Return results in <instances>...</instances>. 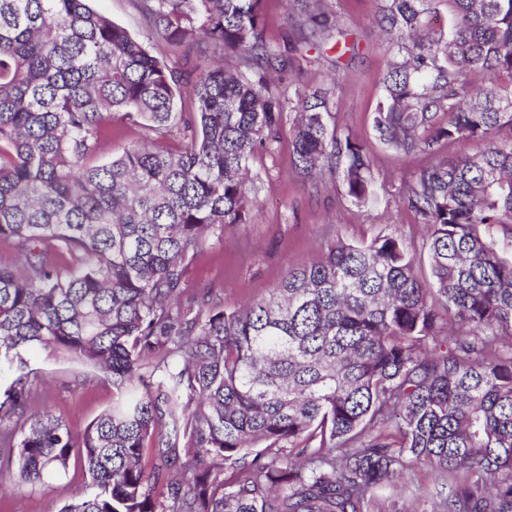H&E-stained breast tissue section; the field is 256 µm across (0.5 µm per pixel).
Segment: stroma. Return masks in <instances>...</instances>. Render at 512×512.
<instances>
[{
  "label": "stroma",
  "instance_id": "35a3bbf8",
  "mask_svg": "<svg viewBox=\"0 0 512 512\" xmlns=\"http://www.w3.org/2000/svg\"><path fill=\"white\" fill-rule=\"evenodd\" d=\"M346 36L345 46L326 49L320 60L297 57L281 81L286 93L316 80L334 83L336 133L362 141L373 160V200L354 205L340 182L308 181L293 164L292 113H285L279 139L251 163L252 194L258 217L233 231L209 237L205 248L187 262L184 300L206 297L210 305L232 311L245 302L267 296L289 268L319 260L328 244L340 238L370 242L379 235L397 237L416 259V272L430 283L427 227L420 224L400 197L402 181L422 167L449 162L458 155L476 156L487 140L442 147L437 155L402 158L376 139L372 116L382 95L380 77L388 58L385 38L377 25L379 0H332ZM91 6L150 43L156 55L188 72L194 55H170L166 44L151 35L134 0H91ZM30 364L49 378L48 404L73 433H82L112 405V384L70 359L32 352ZM440 474L417 465L405 472L397 487L384 492L386 512H441ZM90 481L78 467L54 481L50 492L0 494V512H60L76 498L90 493Z\"/></svg>",
  "mask_w": 512,
  "mask_h": 512
}]
</instances>
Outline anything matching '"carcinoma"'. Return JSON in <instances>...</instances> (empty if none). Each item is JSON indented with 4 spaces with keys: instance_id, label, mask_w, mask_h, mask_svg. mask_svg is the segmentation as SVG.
I'll use <instances>...</instances> for the list:
<instances>
[{
    "instance_id": "1",
    "label": "carcinoma",
    "mask_w": 512,
    "mask_h": 512,
    "mask_svg": "<svg viewBox=\"0 0 512 512\" xmlns=\"http://www.w3.org/2000/svg\"><path fill=\"white\" fill-rule=\"evenodd\" d=\"M289 2L298 37L280 47L265 0H136L196 55L185 88L87 0H0V239L19 257L0 264V452L20 489L84 468L94 491L61 512H381L417 464L448 476L447 512H512V138L404 180L430 229L426 287L397 238H339L243 309L181 303L186 262L255 214L250 164L284 112L306 176L372 199L335 91L275 82L342 35L329 0ZM382 2L380 144L434 155L512 131V0ZM116 115L183 141L96 163ZM32 349L109 378L112 408L73 434L37 401Z\"/></svg>"
}]
</instances>
